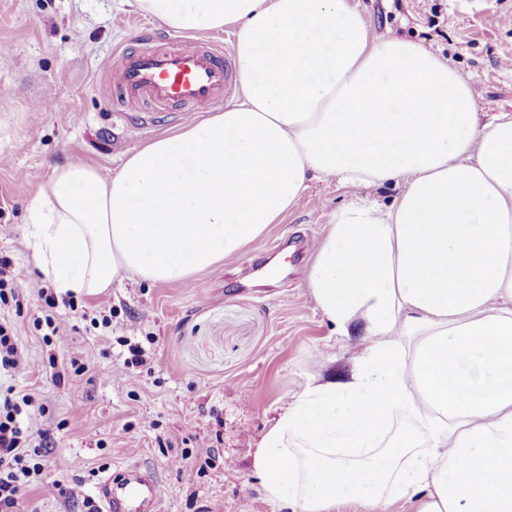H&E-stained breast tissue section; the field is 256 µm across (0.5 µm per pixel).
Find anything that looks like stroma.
Listing matches in <instances>:
<instances>
[{"mask_svg": "<svg viewBox=\"0 0 512 512\" xmlns=\"http://www.w3.org/2000/svg\"><path fill=\"white\" fill-rule=\"evenodd\" d=\"M351 3L374 39L414 41L465 75L479 112H512V0ZM140 19L146 37L170 36L136 0H0V252L30 286L22 306L0 307L24 359L0 384L31 396L35 425L53 440L28 449L40 473L16 512H87L99 478L122 462L156 473L160 512H280L253 455L308 383L348 373L360 350L359 334L335 329L307 286L308 243L342 207L389 206L402 186L312 180L279 223L190 283L127 280L47 307L40 294L53 287L26 234L39 187L74 159L117 171L147 141L201 118L136 103L113 111L102 66L135 39ZM48 314L59 326L50 338L37 325ZM133 345L143 363L131 364ZM90 352L94 362L75 374L73 361ZM126 367L132 379L116 382ZM209 454L213 466L190 478L172 465Z\"/></svg>", "mask_w": 512, "mask_h": 512, "instance_id": "1", "label": "stroma"}]
</instances>
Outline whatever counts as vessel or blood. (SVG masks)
Listing matches in <instances>:
<instances>
[{
	"mask_svg": "<svg viewBox=\"0 0 512 512\" xmlns=\"http://www.w3.org/2000/svg\"><path fill=\"white\" fill-rule=\"evenodd\" d=\"M113 109L130 102L183 112H203L223 101L235 87L228 52L214 41L180 38L161 46L114 53L104 69ZM99 512H158L161 491L156 477L128 465L95 486Z\"/></svg>",
	"mask_w": 512,
	"mask_h": 512,
	"instance_id": "1",
	"label": "vessel or blood"
}]
</instances>
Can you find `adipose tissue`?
Listing matches in <instances>:
<instances>
[{"mask_svg":"<svg viewBox=\"0 0 512 512\" xmlns=\"http://www.w3.org/2000/svg\"><path fill=\"white\" fill-rule=\"evenodd\" d=\"M175 31L235 28L242 95L113 174L73 160L29 211L57 295L186 282L279 223L314 177L403 190L337 211L307 284L362 347L253 457L267 501L512 512V114L422 45L374 41L349 0H137Z\"/></svg>","mask_w":512,"mask_h":512,"instance_id":"1","label":"adipose tissue"}]
</instances>
